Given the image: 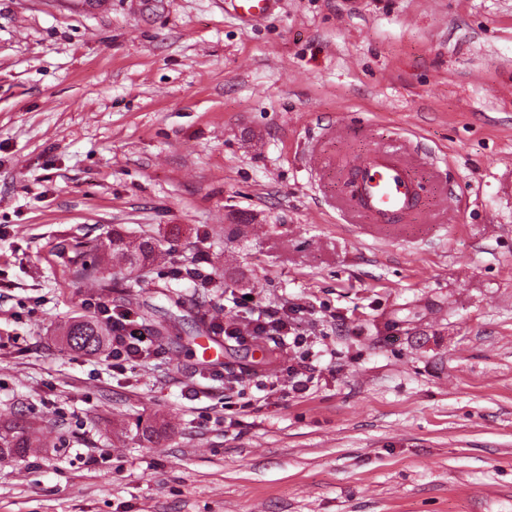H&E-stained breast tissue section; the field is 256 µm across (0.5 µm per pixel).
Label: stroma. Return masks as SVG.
<instances>
[{
	"label": "stroma",
	"instance_id": "stroma-1",
	"mask_svg": "<svg viewBox=\"0 0 512 512\" xmlns=\"http://www.w3.org/2000/svg\"><path fill=\"white\" fill-rule=\"evenodd\" d=\"M377 145L426 216L370 235ZM116 229L168 252L118 369L60 334ZM0 422V512H512V0H0ZM282 0H224V12L247 25H256L271 15ZM252 334L254 336H262L263 334L270 333L276 334L285 341V338L290 339L294 347H301L306 343L307 336H303L297 324L294 323V318L286 312H281V309L271 307H263L258 311L257 318L254 320ZM15 424L0 425V453H6L17 457H25L34 448L48 447L47 442L39 437H19L15 432Z\"/></svg>",
	"mask_w": 512,
	"mask_h": 512
}]
</instances>
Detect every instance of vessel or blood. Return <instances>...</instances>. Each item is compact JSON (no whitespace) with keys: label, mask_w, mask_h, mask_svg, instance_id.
Returning a JSON list of instances; mask_svg holds the SVG:
<instances>
[{"label":"vessel or blood","mask_w":512,"mask_h":512,"mask_svg":"<svg viewBox=\"0 0 512 512\" xmlns=\"http://www.w3.org/2000/svg\"><path fill=\"white\" fill-rule=\"evenodd\" d=\"M281 0H224V11L248 25H255L271 15ZM350 177L356 191L351 199L354 208L390 222L414 212L418 189L411 171L401 155L374 147L364 158L355 160Z\"/></svg>","instance_id":"vessel-or-blood-1"}]
</instances>
